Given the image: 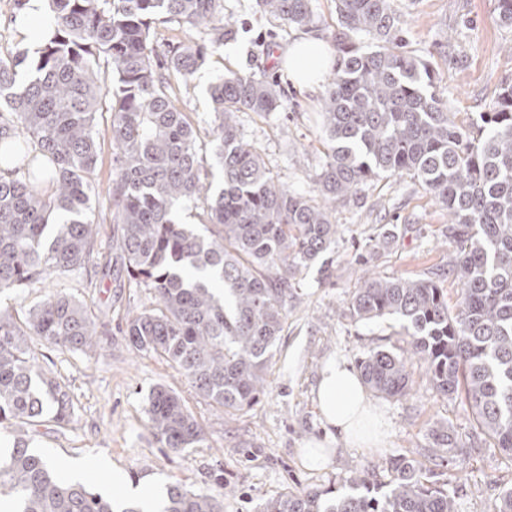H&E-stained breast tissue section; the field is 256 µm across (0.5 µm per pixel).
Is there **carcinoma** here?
Returning a JSON list of instances; mask_svg holds the SVG:
<instances>
[{
	"label": "carcinoma",
	"instance_id": "carcinoma-1",
	"mask_svg": "<svg viewBox=\"0 0 512 512\" xmlns=\"http://www.w3.org/2000/svg\"><path fill=\"white\" fill-rule=\"evenodd\" d=\"M397 0H336L335 72L320 109L324 162L315 180L323 204L296 193L244 141L241 113L283 107L277 81L233 73L209 88L213 126L201 136L177 105L172 78L190 81L207 46L234 29L222 0H49L34 63L19 49L0 58V295L87 268L98 223L90 192L98 164L93 128L112 113L109 223L128 286L153 294L129 318L137 353L169 362L197 394L232 414L258 399L273 348L288 322V295L302 267L336 243L330 208L383 174H410L448 212L443 234L457 247L456 312L432 278L367 277L345 314L397 318L407 348H369L357 360L373 393L410 395L411 359L437 395L462 392L491 445L512 461V84L500 87L481 124H464L435 92L438 74L406 50ZM258 11L295 28L314 24L313 0H255ZM185 39L158 51L157 23ZM360 37L372 41L363 47ZM31 68L16 87L18 72ZM112 76L103 88L101 70ZM202 210L204 232L176 222L175 204ZM68 351L100 346L96 319L65 292L16 319L0 309V503L13 512H142L81 482L67 481L31 448L40 428L75 421L66 385L43 368L27 337ZM163 448L205 439L175 391L155 387L144 408ZM433 456L449 464L457 441L445 423L429 429ZM367 467L343 491L286 490L256 512H459L456 491L415 455L389 459V480ZM161 512H224L220 492L167 487Z\"/></svg>",
	"mask_w": 512,
	"mask_h": 512
}]
</instances>
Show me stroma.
<instances>
[{
    "instance_id": "1",
    "label": "stroma",
    "mask_w": 512,
    "mask_h": 512,
    "mask_svg": "<svg viewBox=\"0 0 512 512\" xmlns=\"http://www.w3.org/2000/svg\"><path fill=\"white\" fill-rule=\"evenodd\" d=\"M408 19L409 51L427 60L441 75L436 93L449 111L465 122L478 121L503 82H512V27L498 22L499 0H398ZM235 19L236 34L211 49L205 66L190 82H175L184 111L200 128L213 120L207 89L218 78L247 72L277 78L287 99L283 110L267 116L243 114L240 130L261 152L267 166L298 193L317 198L314 179L323 162L320 106L324 87L293 85L281 67L280 53L301 29L261 14L255 0H224ZM112 116L96 115L99 163L94 175L92 215L109 210L112 182ZM333 220L343 233L330 254L328 271L319 265L301 270L297 289L288 298V326L277 343L265 391L250 408L233 415L196 395L168 363L135 353L123 329L128 318L150 307L143 288L115 285L117 254L113 227H98L87 271L37 288L0 296V308L25 314L45 295L62 290L85 304L105 326L100 346L90 353L52 348L38 338L29 345L64 383L78 408L75 423L51 427L36 438L34 449L50 458L67 480L88 471L98 489L112 488V471L139 476L158 488L181 483L192 491L215 489L223 476L224 512H255L259 503L284 489L340 488L343 478L394 455H429L433 423L451 425L466 453L442 468L441 478L457 488L460 512H490L503 489L512 486V463L489 447L474 425L472 410L461 398L437 396L423 370L413 366V388L401 400L371 397L386 429L383 447L365 451L341 439L330 441L329 462L304 463L308 441L325 438L326 427L316 404V388L325 364L333 358L355 365L372 347L404 346L400 324L387 317L374 323L344 316L363 274L358 262L370 238L388 224L397 237L370 261L380 277L428 278L446 270L454 247L442 235L448 217L417 180L385 176L368 183L360 196L337 203ZM170 387L202 425L206 439L199 447L174 452L160 447L146 425L144 407L150 391Z\"/></svg>"
}]
</instances>
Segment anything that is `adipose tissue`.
<instances>
[{
  "instance_id": "1",
  "label": "adipose tissue",
  "mask_w": 512,
  "mask_h": 512,
  "mask_svg": "<svg viewBox=\"0 0 512 512\" xmlns=\"http://www.w3.org/2000/svg\"><path fill=\"white\" fill-rule=\"evenodd\" d=\"M291 82L317 87L332 62L325 44L314 37L294 42L284 52ZM317 406L325 423L358 448H375L382 442L383 421L368 400L358 374L347 363L329 360L317 385Z\"/></svg>"
}]
</instances>
